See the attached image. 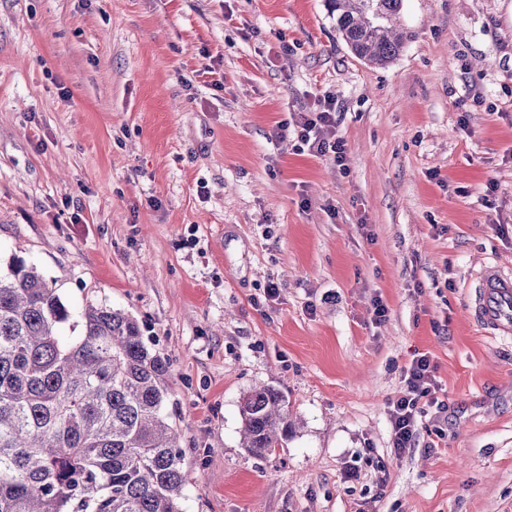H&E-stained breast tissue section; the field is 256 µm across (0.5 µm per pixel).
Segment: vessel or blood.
<instances>
[{
	"mask_svg": "<svg viewBox=\"0 0 512 512\" xmlns=\"http://www.w3.org/2000/svg\"><path fill=\"white\" fill-rule=\"evenodd\" d=\"M471 317L489 336L512 339V273L486 267L471 302Z\"/></svg>",
	"mask_w": 512,
	"mask_h": 512,
	"instance_id": "1",
	"label": "vessel or blood"
}]
</instances>
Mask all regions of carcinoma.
<instances>
[{
	"label": "carcinoma",
	"mask_w": 512,
	"mask_h": 512,
	"mask_svg": "<svg viewBox=\"0 0 512 512\" xmlns=\"http://www.w3.org/2000/svg\"><path fill=\"white\" fill-rule=\"evenodd\" d=\"M336 32L359 60L386 66L412 33L394 20L403 0H326ZM35 267L0 275V512H182L181 435L166 412L169 360L135 319L88 304L79 335ZM242 447L285 448L284 395L269 386L240 404Z\"/></svg>",
	"instance_id": "cac0c4a2"
}]
</instances>
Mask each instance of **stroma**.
Masks as SVG:
<instances>
[{
  "mask_svg": "<svg viewBox=\"0 0 512 512\" xmlns=\"http://www.w3.org/2000/svg\"><path fill=\"white\" fill-rule=\"evenodd\" d=\"M402 22L376 68L325 0H0V271L53 283L64 335L106 305L170 359L183 512H512V344L468 310L512 269V0ZM324 96L340 166L291 132ZM257 386L295 423L268 458L241 441ZM404 380L406 388L389 407L392 448L397 455L416 445L418 401L431 393L435 382L434 366L429 356L421 354L415 357L405 372Z\"/></svg>",
  "mask_w": 512,
  "mask_h": 512,
  "instance_id": "1",
  "label": "stroma"
}]
</instances>
